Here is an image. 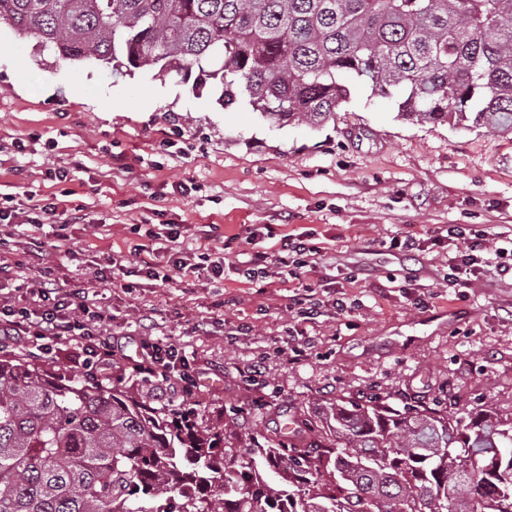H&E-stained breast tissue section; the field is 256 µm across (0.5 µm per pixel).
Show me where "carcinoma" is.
<instances>
[{"mask_svg": "<svg viewBox=\"0 0 512 512\" xmlns=\"http://www.w3.org/2000/svg\"><path fill=\"white\" fill-rule=\"evenodd\" d=\"M2 23L279 125L333 119L352 76L405 119L512 133V0H0ZM231 436L189 394L157 407L106 372L0 355V512H512V417L491 407L339 400L260 436L262 472Z\"/></svg>", "mask_w": 512, "mask_h": 512, "instance_id": "cac0c4a2", "label": "carcinoma"}]
</instances>
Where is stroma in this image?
Wrapping results in <instances>:
<instances>
[{"label": "stroma", "mask_w": 512, "mask_h": 512, "mask_svg": "<svg viewBox=\"0 0 512 512\" xmlns=\"http://www.w3.org/2000/svg\"><path fill=\"white\" fill-rule=\"evenodd\" d=\"M118 153L127 170L113 169ZM1 197L55 204L63 225L42 238L35 268L25 237L9 238L21 280L71 296L95 290L104 335L150 327L176 350V373L154 387L118 358L112 377L172 408L182 376L193 377V403L235 425L243 463L254 427L272 432L339 399L512 416V274L489 265L472 287L453 286L446 242L458 225L512 236V134L408 121L357 83L324 126L279 125L243 104L224 108L176 74L58 59L0 24ZM77 206L88 225L65 223ZM160 223L216 225L218 241L232 243L223 287L120 271L113 285L98 282L112 252L129 253ZM252 224L312 233L329 261L285 287L245 280L234 265L272 245L248 241ZM62 234L65 258L54 249ZM395 237L416 238L420 251L391 248ZM306 286L322 301L311 321L290 300ZM285 345L299 350L295 363L279 356Z\"/></svg>", "instance_id": "1"}]
</instances>
